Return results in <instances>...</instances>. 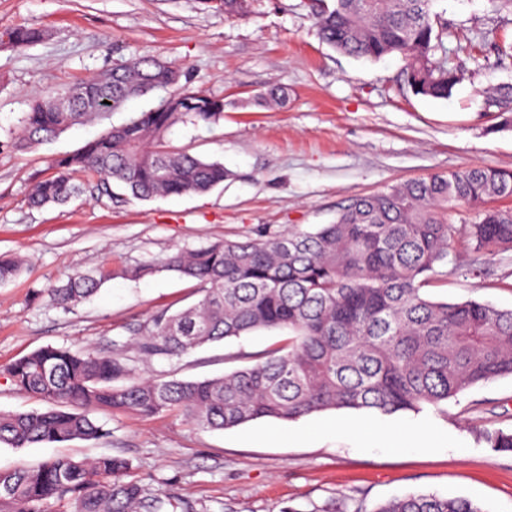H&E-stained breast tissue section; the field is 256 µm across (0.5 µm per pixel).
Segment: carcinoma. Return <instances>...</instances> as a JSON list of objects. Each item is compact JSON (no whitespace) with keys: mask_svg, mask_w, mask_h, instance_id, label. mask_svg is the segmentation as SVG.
Returning <instances> with one entry per match:
<instances>
[{"mask_svg":"<svg viewBox=\"0 0 512 512\" xmlns=\"http://www.w3.org/2000/svg\"><path fill=\"white\" fill-rule=\"evenodd\" d=\"M438 0H313L323 42L356 58L397 56L401 77L416 95L446 99L459 82L448 64L447 22ZM231 18L247 0H200ZM41 39L33 28L0 32V44L26 49ZM170 63L139 57L67 85L35 101L21 124V149L48 141L91 117L120 110L131 98L165 92L151 108L103 130L80 150L54 160L29 202L64 205L80 193L75 175L97 176L102 189L120 185L131 198L204 194L229 172L219 160L174 149V125L211 124L224 100L192 92ZM77 94L68 95L70 89ZM502 125L512 126V85L489 97ZM512 171L475 166L437 172L354 198L328 224L246 241H216L176 249L140 277L174 271L196 282L201 298L174 313L161 312L133 338L138 357L92 348L46 346L0 368L44 410L0 411V447L91 440L104 435L91 417L101 407L150 417L181 415L209 430L261 419L290 421L328 410L390 416L420 412L472 386L512 375V310L477 300L430 299L426 287L443 275L448 252L462 244L478 261L512 250ZM22 263L0 255V282L19 276ZM110 278L101 268L66 276L41 293L67 309L94 296ZM258 330H286L281 346L247 354L248 365L222 376L166 379L141 364L179 359L212 342ZM491 448L512 453V432L485 433ZM119 455L91 461L49 457L34 466L0 469V512H177L169 489L130 477ZM482 512L466 498L410 493L367 511Z\"/></svg>","mask_w":512,"mask_h":512,"instance_id":"cac0c4a2","label":"carcinoma"}]
</instances>
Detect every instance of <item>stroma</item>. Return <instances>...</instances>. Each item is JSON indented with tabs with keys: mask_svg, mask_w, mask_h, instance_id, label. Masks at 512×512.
I'll use <instances>...</instances> for the list:
<instances>
[{
	"mask_svg": "<svg viewBox=\"0 0 512 512\" xmlns=\"http://www.w3.org/2000/svg\"><path fill=\"white\" fill-rule=\"evenodd\" d=\"M448 22V60L462 80L446 99L413 95L402 63L340 54L323 43L306 0H251L249 14L228 18L199 0H0V30L43 31L24 51L0 45V254L24 263L0 283V366L47 345L94 347L133 355L135 330L198 295L173 271L139 279L129 269L162 261L174 249L225 238L243 240L329 223L358 195L429 174L484 166L512 170V129L487 109L488 90L512 85V57L494 44L512 37V8L489 0H438ZM151 55L181 68L189 90L223 99L213 124H176L172 145L223 162L224 184L201 195L150 201L102 195L95 177L62 206L32 207L36 182L55 158L76 152L103 129L155 105L130 100L122 111L82 124L20 151L24 112L53 89ZM287 97L276 110L259 104L269 86ZM112 278L90 300L68 309L37 300L64 274L100 265ZM445 280L427 287L435 300L470 299L512 309V251L473 265L453 249ZM256 331L214 342L148 370L184 379L241 367V354L286 339ZM373 422L360 435L318 431L325 420ZM106 435L58 446L0 447V467L54 454L129 459L135 477L173 487L193 512H353L407 493L464 497L483 512H512V454L490 448L485 433L512 432V376L477 384L449 400L445 412L382 416L327 411L295 421L257 420L223 431L199 428L175 413L143 417L100 409ZM426 427L435 448L392 451L381 430Z\"/></svg>",
	"mask_w": 512,
	"mask_h": 512,
	"instance_id": "stroma-1",
	"label": "stroma"
}]
</instances>
